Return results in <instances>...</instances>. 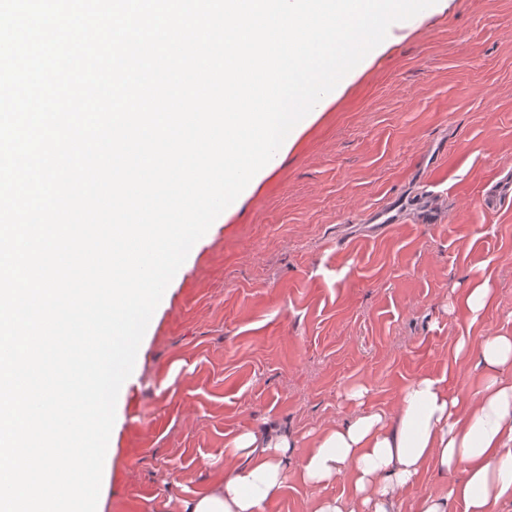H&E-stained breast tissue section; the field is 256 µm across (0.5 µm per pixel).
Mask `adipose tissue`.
Wrapping results in <instances>:
<instances>
[{
    "label": "adipose tissue",
    "instance_id": "ef3b65f1",
    "mask_svg": "<svg viewBox=\"0 0 512 512\" xmlns=\"http://www.w3.org/2000/svg\"><path fill=\"white\" fill-rule=\"evenodd\" d=\"M478 355L485 369L472 391L446 377L424 374L401 390L391 412L368 407L367 390L348 395L345 419L315 433L298 477L317 486L346 478L349 493L315 500L310 512H398L410 495L412 512H493L512 497V335L483 337ZM287 430L236 435L225 445L223 480L185 501L183 512H263L288 480ZM461 472L448 496L417 492L425 470Z\"/></svg>",
    "mask_w": 512,
    "mask_h": 512
}]
</instances>
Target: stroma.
<instances>
[{"mask_svg": "<svg viewBox=\"0 0 512 512\" xmlns=\"http://www.w3.org/2000/svg\"><path fill=\"white\" fill-rule=\"evenodd\" d=\"M512 0H443L391 37L198 240L121 388L98 512H181L224 476V444L395 409L433 373L476 388L450 341L512 335ZM488 281L478 319L460 304ZM344 481L290 475L264 512Z\"/></svg>", "mask_w": 512, "mask_h": 512, "instance_id": "stroma-1", "label": "stroma"}]
</instances>
